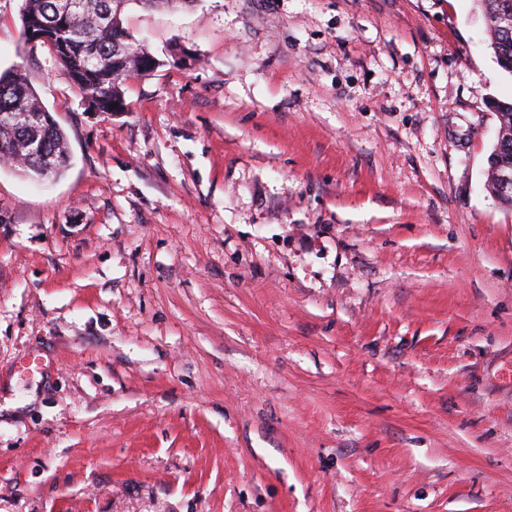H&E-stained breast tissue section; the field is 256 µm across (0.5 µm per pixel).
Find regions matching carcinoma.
<instances>
[{
	"label": "carcinoma",
	"mask_w": 512,
	"mask_h": 512,
	"mask_svg": "<svg viewBox=\"0 0 512 512\" xmlns=\"http://www.w3.org/2000/svg\"><path fill=\"white\" fill-rule=\"evenodd\" d=\"M131 0H79L82 12L58 9L59 0H24L20 37L27 45L46 46L54 60L93 108L102 113L123 112L122 87L128 70L151 75L162 61L133 46L121 14ZM490 33V47L500 65L512 75V27H502L512 17V0H476ZM499 132L489 166L512 162V100L497 101ZM25 175L46 180L60 175L70 154L63 129L40 103L19 70L0 72V158Z\"/></svg>",
	"instance_id": "1"
}]
</instances>
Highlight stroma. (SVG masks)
Instances as JSON below:
<instances>
[{
  "instance_id": "35a3bbf8",
  "label": "stroma",
  "mask_w": 512,
  "mask_h": 512,
  "mask_svg": "<svg viewBox=\"0 0 512 512\" xmlns=\"http://www.w3.org/2000/svg\"><path fill=\"white\" fill-rule=\"evenodd\" d=\"M0 165V512H512V98L475 0H198ZM499 117V132L494 151L490 155L489 167L487 170L486 188L488 190L490 170L494 165L502 162H512V99L511 101H496L493 106ZM489 191V190H488Z\"/></svg>"
}]
</instances>
